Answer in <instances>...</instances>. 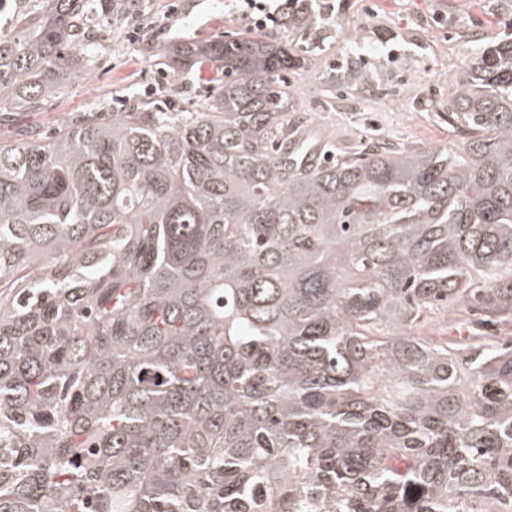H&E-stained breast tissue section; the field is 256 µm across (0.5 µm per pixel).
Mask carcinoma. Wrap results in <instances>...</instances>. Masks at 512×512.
Here are the masks:
<instances>
[{"mask_svg": "<svg viewBox=\"0 0 512 512\" xmlns=\"http://www.w3.org/2000/svg\"><path fill=\"white\" fill-rule=\"evenodd\" d=\"M5 9L0 122L94 5ZM331 24L176 45L224 71L199 110L0 142V512H512V34L448 94L460 147L307 164L288 76Z\"/></svg>", "mask_w": 512, "mask_h": 512, "instance_id": "cac0c4a2", "label": "carcinoma"}]
</instances>
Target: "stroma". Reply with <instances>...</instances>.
Returning <instances> with one entry per match:
<instances>
[{"mask_svg": "<svg viewBox=\"0 0 512 512\" xmlns=\"http://www.w3.org/2000/svg\"><path fill=\"white\" fill-rule=\"evenodd\" d=\"M343 4L341 34H324L304 69L290 75L297 111L313 131L352 144L368 132L416 147L457 146L461 135L448 121V92L490 41L512 30V0H328ZM141 24L130 39L131 24ZM97 34L83 48L86 64L65 91L36 112L0 125L9 142L22 127L51 131L71 117L103 106L122 111L135 96H154L173 82L188 97L210 91L222 78L215 67L197 65L173 73L163 54L192 39L247 33L248 20L233 0H137L130 17L104 13ZM362 33L353 41L351 32ZM362 57L365 75L343 83L342 65Z\"/></svg>", "mask_w": 512, "mask_h": 512, "instance_id": "35a3bbf8", "label": "stroma"}]
</instances>
